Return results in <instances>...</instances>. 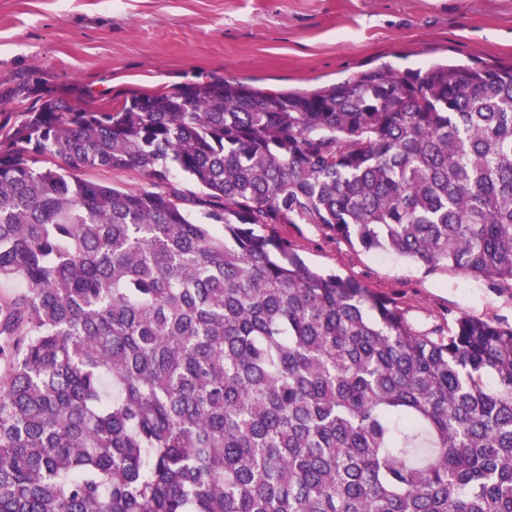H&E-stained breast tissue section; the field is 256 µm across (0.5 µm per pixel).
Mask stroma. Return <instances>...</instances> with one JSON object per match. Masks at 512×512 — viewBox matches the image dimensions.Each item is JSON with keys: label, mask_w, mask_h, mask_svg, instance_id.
<instances>
[{"label": "stroma", "mask_w": 512, "mask_h": 512, "mask_svg": "<svg viewBox=\"0 0 512 512\" xmlns=\"http://www.w3.org/2000/svg\"><path fill=\"white\" fill-rule=\"evenodd\" d=\"M512 64V0H0V112L59 101L109 111L132 93L223 79L313 90L379 67ZM312 266L395 304L416 330L512 324V283L368 252L278 224Z\"/></svg>", "instance_id": "stroma-1"}]
</instances>
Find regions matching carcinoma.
<instances>
[{
  "mask_svg": "<svg viewBox=\"0 0 512 512\" xmlns=\"http://www.w3.org/2000/svg\"><path fill=\"white\" fill-rule=\"evenodd\" d=\"M274 224L512 282V66L1 113L0 512H512V325L417 332ZM82 177L128 189H151L150 179L139 170H87Z\"/></svg>",
  "mask_w": 512,
  "mask_h": 512,
  "instance_id": "cac0c4a2",
  "label": "carcinoma"
}]
</instances>
